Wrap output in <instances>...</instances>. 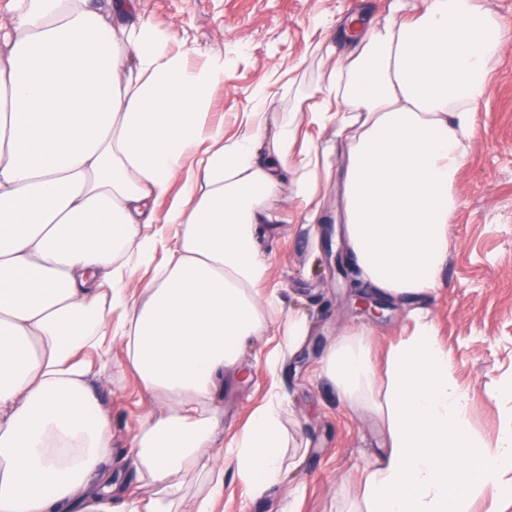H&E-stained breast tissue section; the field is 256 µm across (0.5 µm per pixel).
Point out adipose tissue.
Instances as JSON below:
<instances>
[{
    "instance_id": "ef3b65f1",
    "label": "adipose tissue",
    "mask_w": 512,
    "mask_h": 512,
    "mask_svg": "<svg viewBox=\"0 0 512 512\" xmlns=\"http://www.w3.org/2000/svg\"><path fill=\"white\" fill-rule=\"evenodd\" d=\"M141 0H8L0 25V512H212L232 469L254 495L280 483L288 440L273 394L224 441V374L265 324L267 198L292 180L319 221L321 179L341 167L344 237L360 280L394 295L436 287L448 263L455 192L506 39L477 0L359 22L324 70L306 125L335 126L341 152L296 147L282 123L258 158L272 95L225 138L210 120L223 56L198 66L140 13ZM163 216L152 205L172 184ZM175 226L172 240L156 223ZM154 263L138 297L126 282ZM378 367L358 335L322 374L387 429L355 512H488L512 502V419L495 442L471 421L448 351L422 310ZM121 345L160 411L125 461L156 488L112 482V421L87 379L89 350ZM206 492L187 506L181 475Z\"/></svg>"
}]
</instances>
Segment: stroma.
Here are the masks:
<instances>
[{"label": "stroma", "mask_w": 512, "mask_h": 512, "mask_svg": "<svg viewBox=\"0 0 512 512\" xmlns=\"http://www.w3.org/2000/svg\"><path fill=\"white\" fill-rule=\"evenodd\" d=\"M392 0H143L147 17L168 33L172 50L191 63L224 56V81L212 91L213 122L234 136L253 96H274L264 138L313 103L325 69L320 47H351L346 21L364 12L378 21ZM322 224L303 223V203L291 183L265 206L276 221L264 225L260 247L269 263L263 297L265 325L241 350L237 371L224 376V438L232 440L270 393L284 399L283 425L295 438L283 481L255 497L232 472L214 512H350L360 503L368 468L386 448L381 420L351 407L320 375L327 347L342 335L364 332L377 361L411 330L410 314L428 311L454 375L467 393L475 427L494 439L512 411V39L505 43L476 113L467 157L456 182L458 208L448 237V264L439 285L417 298H388L384 318L364 312L359 297L379 296L360 281L344 252L336 218L335 185L322 188ZM305 317L309 333L300 350L270 375L265 357L285 344L289 314ZM88 385L112 419V460L129 453L143 417L159 408L125 362L120 344L89 352Z\"/></svg>", "instance_id": "obj_1"}]
</instances>
